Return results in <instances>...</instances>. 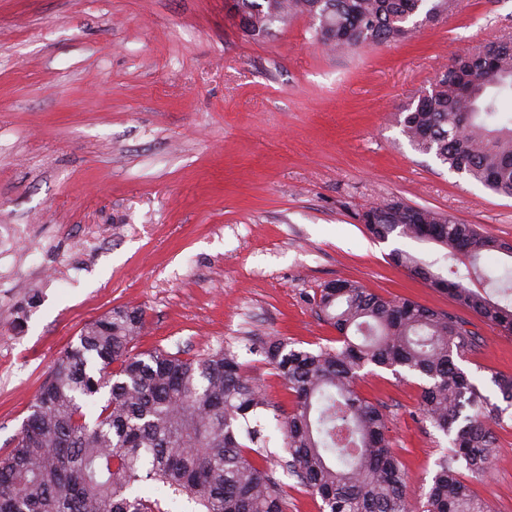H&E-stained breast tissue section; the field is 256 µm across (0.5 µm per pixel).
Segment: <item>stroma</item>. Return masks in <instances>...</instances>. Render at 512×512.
Listing matches in <instances>:
<instances>
[{"label": "stroma", "mask_w": 512, "mask_h": 512, "mask_svg": "<svg viewBox=\"0 0 512 512\" xmlns=\"http://www.w3.org/2000/svg\"><path fill=\"white\" fill-rule=\"evenodd\" d=\"M512 36V0H458L408 38L332 54L309 18L244 37L225 0H0V225L32 236L0 282V454L88 323L143 310L138 349L187 359L232 346L268 399L286 381L248 345L335 338L312 305L348 279L452 311L390 255L447 274L442 247L373 238L358 216L397 197L512 240V198L415 150L397 115L454 58ZM104 242L79 245L89 227ZM481 348L461 364L493 402L512 334L465 312ZM420 377L368 367L356 388L391 419L419 503L448 436L417 420ZM469 487L512 512V417Z\"/></svg>", "instance_id": "stroma-1"}]
</instances>
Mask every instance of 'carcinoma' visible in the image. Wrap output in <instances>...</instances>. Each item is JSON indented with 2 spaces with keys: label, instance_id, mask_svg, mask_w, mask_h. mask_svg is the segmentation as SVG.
<instances>
[{
  "label": "carcinoma",
  "instance_id": "carcinoma-1",
  "mask_svg": "<svg viewBox=\"0 0 512 512\" xmlns=\"http://www.w3.org/2000/svg\"><path fill=\"white\" fill-rule=\"evenodd\" d=\"M239 30L251 39L305 16L331 51L405 38L435 25L453 0H234ZM512 41L478 47L443 72L429 94L399 113L410 144L494 194L512 197ZM359 220L379 240L392 235L435 243L448 277L416 256L393 260L448 293L463 308L512 332V242L452 215L398 198L369 207ZM499 287L498 300L470 287ZM317 315L337 333L335 346L309 349L271 339L257 352L288 382L289 412L273 413L238 353L220 348L196 360L154 349L136 352L145 314L116 309L87 325L49 372L10 452L0 458V512H171L137 486L188 494L200 512H285L273 477L271 421L289 459L286 474L320 497L321 512H413L406 476L392 450L390 419L355 388L374 365L426 379L421 422L452 437L436 462L418 512H491L464 482L482 479L495 456V427L505 410L470 381L459 361L478 349L469 322L413 300L386 299L353 280L325 284ZM103 401L93 419L83 403Z\"/></svg>",
  "mask_w": 512,
  "mask_h": 512
}]
</instances>
